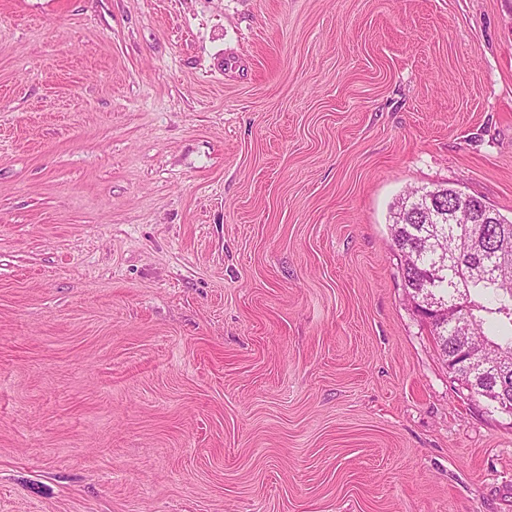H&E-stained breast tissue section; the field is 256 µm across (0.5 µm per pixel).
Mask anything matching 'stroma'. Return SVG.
Returning <instances> with one entry per match:
<instances>
[{"label":"stroma","instance_id":"stroma-1","mask_svg":"<svg viewBox=\"0 0 512 512\" xmlns=\"http://www.w3.org/2000/svg\"><path fill=\"white\" fill-rule=\"evenodd\" d=\"M439 185L512 220V0H0V512H512Z\"/></svg>","mask_w":512,"mask_h":512}]
</instances>
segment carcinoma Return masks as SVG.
I'll list each match as a JSON object with an SVG mask.
<instances>
[{
	"instance_id": "cac0c4a2",
	"label": "carcinoma",
	"mask_w": 512,
	"mask_h": 512,
	"mask_svg": "<svg viewBox=\"0 0 512 512\" xmlns=\"http://www.w3.org/2000/svg\"><path fill=\"white\" fill-rule=\"evenodd\" d=\"M409 198L411 193L404 194L391 211L393 245L403 254L404 287L414 299L423 285L448 299V323L434 328L433 336L450 367L468 350L459 368L460 386L468 396L486 401L497 394L512 402V269L499 263L500 253L512 252V223L419 222L405 212ZM431 237L456 242V252L448 255V274L437 281L431 277L438 251L420 252Z\"/></svg>"
}]
</instances>
